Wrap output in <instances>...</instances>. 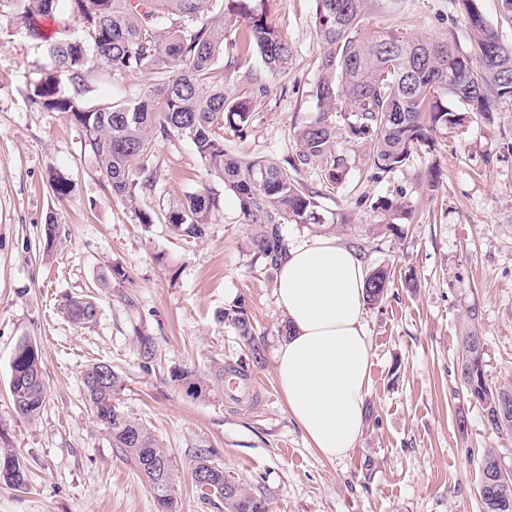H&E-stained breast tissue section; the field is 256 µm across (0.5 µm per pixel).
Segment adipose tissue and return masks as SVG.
<instances>
[{
  "label": "adipose tissue",
  "mask_w": 512,
  "mask_h": 512,
  "mask_svg": "<svg viewBox=\"0 0 512 512\" xmlns=\"http://www.w3.org/2000/svg\"><path fill=\"white\" fill-rule=\"evenodd\" d=\"M365 279L359 255L328 236L288 249L277 270L276 298L290 324L275 355L279 389L289 416L328 459L356 448L366 421Z\"/></svg>",
  "instance_id": "1"
}]
</instances>
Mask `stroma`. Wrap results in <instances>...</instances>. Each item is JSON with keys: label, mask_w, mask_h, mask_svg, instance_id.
<instances>
[{"label": "stroma", "mask_w": 512, "mask_h": 512, "mask_svg": "<svg viewBox=\"0 0 512 512\" xmlns=\"http://www.w3.org/2000/svg\"><path fill=\"white\" fill-rule=\"evenodd\" d=\"M270 16L293 47L287 79L269 80L245 139L232 148L277 161L295 157L297 127L314 118L317 80L313 0H272ZM366 23L382 31L438 38L454 32L469 50L468 30L450 0H375ZM48 68L40 41L17 33L12 0H0V449L24 467L23 488L0 482V512H157L148 482L97 424L83 397L82 372L106 362L122 377V410L145 424L169 454L175 512H225L203 498L193 473L200 457L261 497L269 512H481L479 458L495 449L512 468V434L488 431L458 376L461 329L470 307L491 383L512 381V98L491 119L421 147L407 163L378 175L359 140L339 138L348 160L321 206L351 221L336 227L286 224L295 245L316 234L352 248L366 269L387 268L384 300L367 307L373 413L357 448L328 460L288 415L274 352L286 315L276 301V272L254 251L235 196L208 175L189 141H159L155 190L113 197L61 112L29 104L26 91ZM70 183L56 196L50 170ZM209 187L221 208L207 235L188 243L154 213ZM401 203L406 216L380 226L376 201ZM54 237H47V225ZM127 280L108 279L112 264ZM94 296L96 321L76 326L63 308ZM244 301L253 338L239 335L223 312ZM157 351L143 369L138 335ZM41 352L47 394L35 419L20 415L10 394L19 342ZM260 345L262 362L250 356ZM244 373L242 401L224 397L220 367ZM194 369L201 397H187L173 373Z\"/></svg>", "instance_id": "obj_1"}]
</instances>
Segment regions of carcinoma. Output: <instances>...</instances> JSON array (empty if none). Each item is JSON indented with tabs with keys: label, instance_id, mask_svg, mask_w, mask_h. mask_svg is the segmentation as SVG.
Instances as JSON below:
<instances>
[{
	"label": "carcinoma",
	"instance_id": "1",
	"mask_svg": "<svg viewBox=\"0 0 512 512\" xmlns=\"http://www.w3.org/2000/svg\"><path fill=\"white\" fill-rule=\"evenodd\" d=\"M20 33L41 41L50 68L29 85L27 99L46 112H63L82 129L85 145L99 166L100 176L117 198L136 190L152 191L158 170L151 163L156 143L173 137L188 139L208 174L218 178L236 197L243 223L256 228L252 242L270 268L278 267L287 250L283 224L332 222L348 224L345 214L327 217L322 194L308 190L294 172L301 165L319 163L325 187L344 177L347 160L336 154L341 133L362 140L364 159L381 173H391L409 160L413 150L448 134L467 121V112L450 105L458 102L468 112L489 115L497 104L512 97V45L503 43L486 20L480 0H454L465 12L474 43L472 54L459 51L453 34L440 39L409 37L392 31L366 29L372 0H314L318 78L312 89L319 113L296 131L299 149L284 167L268 157L235 153L220 130L229 123L234 135L250 127L254 99L267 92L262 78L250 73L243 94L224 92V71L218 59L257 53L267 75L284 80L291 70L293 51L268 21L265 0H13ZM101 73L110 77L147 73L151 83L138 96L109 95L92 101L89 80ZM219 196L202 188L162 213L171 231L185 242L205 237ZM379 223L388 227L404 216L402 205L377 202ZM390 271L378 267L366 284V304L377 305L386 296ZM97 306L75 297L66 306L69 320L92 323ZM231 317L242 336L252 335L244 304L234 306ZM478 309L466 313L460 336L458 372L462 384L474 377L469 402L483 411L493 433L512 431V415L502 417V404L512 406V385L489 382L484 361V340L477 335ZM186 395L199 397L197 372L182 369L174 375ZM84 397L98 425L111 437L112 446L132 457L146 478L158 512H172L169 471L146 467L149 459L170 463L143 424L122 410L117 395L121 376L112 365L100 362L83 372ZM10 392L16 410L33 418L40 413L46 381L41 351L24 340L15 349ZM503 467L495 451L483 452L480 494L483 512H512V471ZM205 471L200 484L224 501L226 512H268L266 502L244 492L224 475V468L202 457L194 470ZM21 488L25 471L19 459L0 450V481Z\"/></svg>",
	"mask_w": 512,
	"mask_h": 512
}]
</instances>
